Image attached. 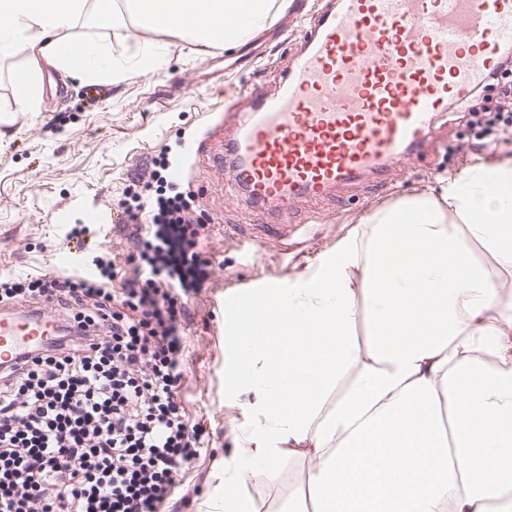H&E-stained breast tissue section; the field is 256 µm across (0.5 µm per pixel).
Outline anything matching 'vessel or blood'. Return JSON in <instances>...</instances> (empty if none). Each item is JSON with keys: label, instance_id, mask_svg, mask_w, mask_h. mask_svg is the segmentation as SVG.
Listing matches in <instances>:
<instances>
[{"label": "vessel or blood", "instance_id": "vessel-or-blood-1", "mask_svg": "<svg viewBox=\"0 0 512 512\" xmlns=\"http://www.w3.org/2000/svg\"><path fill=\"white\" fill-rule=\"evenodd\" d=\"M512 46V0H324L281 90L240 93L231 190L283 210L426 149L439 113L483 85ZM56 321L0 311V360L36 351Z\"/></svg>", "mask_w": 512, "mask_h": 512}]
</instances>
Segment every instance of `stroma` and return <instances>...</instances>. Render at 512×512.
Masks as SVG:
<instances>
[{
    "instance_id": "1",
    "label": "stroma",
    "mask_w": 512,
    "mask_h": 512,
    "mask_svg": "<svg viewBox=\"0 0 512 512\" xmlns=\"http://www.w3.org/2000/svg\"><path fill=\"white\" fill-rule=\"evenodd\" d=\"M312 3L303 0L301 14L290 19L287 0H276L263 36H250L232 49L177 41L162 66L148 71L127 63L116 82L73 80L44 65L36 112L13 109L14 80L27 67L25 57L0 60V117L5 120L0 127L9 133L0 146V275L55 267L60 240L86 221L78 202L121 215L124 187L138 175L150 179L159 155L188 168L178 188L195 197L193 217L203 225L197 250L208 278L188 304L183 398L201 425L207 453L193 463L187 499H173L168 512H206L224 461L239 450L251 419L248 396L229 398L224 392L223 296L242 284L304 275L367 212L435 187L438 179L457 177L472 165L512 157V136L472 151L465 121L439 117L435 137L446 141L447 149L425 150L382 176L300 199L291 208L287 235L269 247L254 245V238L279 218L226 192L229 168L216 162L225 142L204 123L209 114L223 112L241 85L278 84L294 45L278 38L277 31L285 26L298 32L313 13ZM71 37L98 40L118 54L164 40L161 32L142 28L130 17L121 29L78 23ZM228 225L237 240L225 237ZM304 469L303 460L287 458L275 481L255 476L246 491L256 512H281Z\"/></svg>"
}]
</instances>
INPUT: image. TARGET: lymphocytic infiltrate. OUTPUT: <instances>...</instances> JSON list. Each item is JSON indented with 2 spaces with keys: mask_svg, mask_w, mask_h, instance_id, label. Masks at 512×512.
<instances>
[{
  "mask_svg": "<svg viewBox=\"0 0 512 512\" xmlns=\"http://www.w3.org/2000/svg\"><path fill=\"white\" fill-rule=\"evenodd\" d=\"M448 110L475 146L495 144L512 130V84ZM193 209L180 191L126 207L134 278L106 251L91 278L0 279L1 308L50 303L68 315L42 352L0 369V512H164L183 494L178 474L202 453L181 397L178 297L202 277Z\"/></svg>",
  "mask_w": 512,
  "mask_h": 512,
  "instance_id": "lymphocytic-infiltrate-1",
  "label": "lymphocytic infiltrate"
}]
</instances>
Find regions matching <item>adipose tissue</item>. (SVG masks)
<instances>
[{"instance_id": "1", "label": "adipose tissue", "mask_w": 512, "mask_h": 512, "mask_svg": "<svg viewBox=\"0 0 512 512\" xmlns=\"http://www.w3.org/2000/svg\"><path fill=\"white\" fill-rule=\"evenodd\" d=\"M0 0V58L28 72L14 109L33 112L48 63L117 81L109 46L67 35L123 15L166 42L236 45L272 21L275 0ZM512 161L467 168L439 188L361 216L313 270L259 281L227 302L229 395H252L244 448L224 462L220 512H254V475L307 458L287 512H512ZM369 325L357 337V317Z\"/></svg>"}]
</instances>
